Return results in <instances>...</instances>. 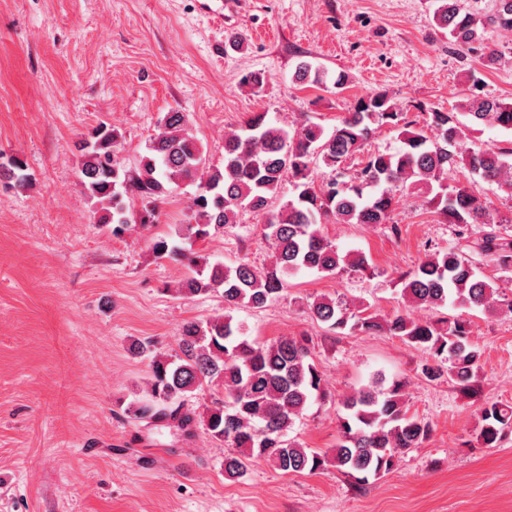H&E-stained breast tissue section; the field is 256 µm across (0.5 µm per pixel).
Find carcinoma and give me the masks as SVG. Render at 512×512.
I'll return each instance as SVG.
<instances>
[{"label": "carcinoma", "mask_w": 512, "mask_h": 512, "mask_svg": "<svg viewBox=\"0 0 512 512\" xmlns=\"http://www.w3.org/2000/svg\"><path fill=\"white\" fill-rule=\"evenodd\" d=\"M436 2L434 17L448 31V45L462 56L477 57L481 65L467 71L468 93L455 111L431 109L425 125L415 128L388 94L377 92L357 99L329 134L315 123L290 130L268 113L256 112L224 135L221 167L205 166L201 145L189 132L188 116L170 111L158 120L134 173L117 158L120 130L100 124L84 135L80 164L81 184L98 206L99 223L112 225V234L119 235L130 224L124 193L154 203L186 183L197 186L192 223L187 225L197 240L236 223L241 211L263 215L260 233L271 250L268 265L259 267L248 259L226 265L192 252L187 256L189 272L175 288L186 298L220 292L228 311L241 303L262 309L280 298L288 277L300 270H366L368 259L341 253L323 234L322 222L387 224L401 194L411 191L422 195L450 224L488 225L477 248L493 256L499 270L511 278L512 242L500 236L498 225L511 224L512 218L492 214L467 187L449 185L448 174L467 172L512 197V148H460L477 126L512 133V101L481 94V69H492L500 61L497 50L488 45L490 29L512 30V0H493L484 17L462 7L460 0ZM295 81L318 87L330 81L339 91L349 76L340 71L330 80L320 67L302 60ZM384 126L401 129L403 147L374 151L360 170L347 174L345 162ZM319 162L325 172L316 177ZM24 170V163L15 158L7 167L0 165V177L23 192L30 186ZM285 181L292 183L293 196L275 211L272 199ZM401 299L414 307L512 312V301L501 303L498 280L482 275L454 249L428 255L404 278ZM309 309L315 320L332 330L385 332L426 350L432 362L424 364L421 373L430 381L445 376L466 387L479 375L482 350L470 339L469 323L459 317L421 321L397 314L385 320L368 308L352 311L325 295L314 298ZM178 339L180 354L173 360L154 353L151 341L133 343L132 353L151 361V380L147 395L129 411L138 420L171 423L187 437L204 426L214 439L237 449L224 457V474L230 478L242 476L249 462L262 461L284 474L331 466L367 484L388 473L397 455L418 447L429 434V424L409 413L404 382L387 384L378 376L339 402V444L327 451L306 448L289 432L311 404L325 397L308 339L251 338L245 325L228 313L184 323ZM206 386L218 388L221 396L203 405L201 412L187 407L185 398ZM508 431L512 432V406L486 407L478 440L494 447Z\"/></svg>", "instance_id": "carcinoma-1"}]
</instances>
